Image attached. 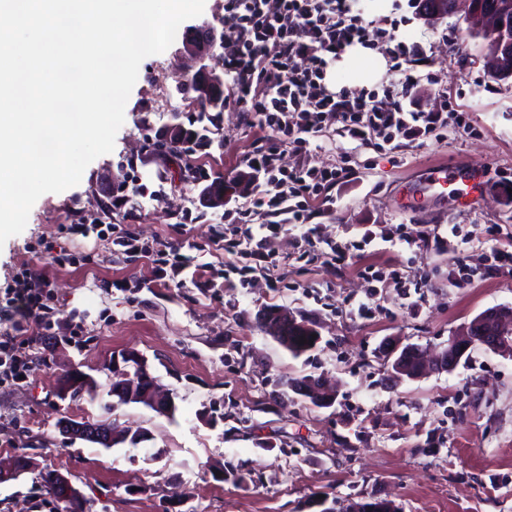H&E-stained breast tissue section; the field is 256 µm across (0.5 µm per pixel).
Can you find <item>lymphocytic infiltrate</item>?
<instances>
[{"instance_id":"lymphocytic-infiltrate-1","label":"lymphocytic infiltrate","mask_w":512,"mask_h":512,"mask_svg":"<svg viewBox=\"0 0 512 512\" xmlns=\"http://www.w3.org/2000/svg\"><path fill=\"white\" fill-rule=\"evenodd\" d=\"M353 0H228L224 45L218 57L224 69V100L261 116L271 133L245 157L256 177L247 215H258L294 200V223L306 221L311 200L317 199L350 172L299 168L281 169L283 149L308 151L325 117L339 118L350 136L372 134L385 141L397 136L413 140L448 124L444 112L407 109L421 78L413 62L422 60L418 44L396 42L391 50L399 96H354L331 91L326 83L330 63L355 44H366L367 27L352 11ZM43 274L23 270L14 287L0 292V305L24 319L45 321L51 308L44 300Z\"/></svg>"}]
</instances>
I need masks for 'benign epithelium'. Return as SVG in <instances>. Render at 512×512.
<instances>
[{
  "mask_svg": "<svg viewBox=\"0 0 512 512\" xmlns=\"http://www.w3.org/2000/svg\"><path fill=\"white\" fill-rule=\"evenodd\" d=\"M512 12V0H497L492 6L483 5L477 0H451L449 15L461 16L469 24L474 37L481 39L482 49L476 56L465 54L462 61L469 65L471 59L482 63L483 70L500 80L512 78V40L501 26L505 15ZM224 38L223 32L206 27L191 31V39L184 42V52L194 61V72L203 71L206 59L202 56L194 40L209 42L218 46ZM277 319L267 331L279 342L288 344L289 337L298 329L304 328L315 334L314 326L298 321L287 309L276 311ZM512 307L502 306L487 310L465 324L448 339V345L434 355L424 352L419 346L404 345L397 339H388L383 349L388 355L393 374L400 379H418L426 373V368L440 372H452L466 353L474 346L475 337L484 340L483 347L512 357ZM111 382L110 396L115 404H143L159 414L173 412V393L163 388L159 379L150 371L148 359L135 349H124L112 355L107 363L98 369ZM99 389L98 379L77 368L70 369V376L62 378L57 397L61 401L75 402L86 396H94ZM293 389L316 406H326L333 402L334 394L326 389L322 379L307 377L293 384ZM60 432L71 441H85L101 448L118 445L135 447L150 439V433L140 429L119 432L111 423L92 420L71 413L64 414L59 424ZM36 468L32 457L26 453H16L7 459L0 458V482L17 480ZM52 477L60 492L61 500L67 503L81 501L84 495L73 483L69 472L53 470Z\"/></svg>",
  "mask_w": 512,
  "mask_h": 512,
  "instance_id": "obj_1",
  "label": "benign epithelium"
}]
</instances>
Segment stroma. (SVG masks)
Returning a JSON list of instances; mask_svg holds the SVG:
<instances>
[{"mask_svg":"<svg viewBox=\"0 0 512 512\" xmlns=\"http://www.w3.org/2000/svg\"><path fill=\"white\" fill-rule=\"evenodd\" d=\"M375 26L395 20L397 36L420 43L418 109L449 105L447 126L427 138L352 139L328 122L308 153H285L284 168L349 167L331 206L312 203L311 244L288 210L276 218L273 245L283 261L269 274L248 273L255 248L238 244L225 208L212 207L207 180L231 185L227 208L245 209L238 179L262 131L259 116L227 104L192 150L193 174L152 147L168 127L195 122L200 106L179 91L189 69L181 40L145 58L125 106L111 153L92 161L80 183L41 196L23 232L0 246V289L21 269L45 274L52 327L29 323L17 341L27 378L0 385V456L26 451L39 470L70 471L92 512H335L388 499L400 512H512V357L471 350L450 373L397 379L380 346L391 336L423 346L447 345L455 329L487 309L512 305V275L488 273L492 253L512 251V193L486 188L478 204L407 203L424 170L463 162L512 177V84L481 65L459 67L451 50L463 23L419 15L415 0H361ZM148 195L133 196L132 183ZM112 224L146 254L123 252L113 236H82L80 225ZM497 225L488 234V225ZM456 226L443 248L399 244L435 227ZM396 246L375 250L380 234ZM66 247L64 265L49 262L48 244ZM343 261L323 262L329 248ZM193 256L183 285L160 275ZM426 272L417 302L395 278ZM372 312L360 316L358 303ZM283 306L314 321L317 346L295 357L261 329L262 309ZM135 349L176 395L167 417L140 404L111 406L106 391L66 405L56 396L72 367L95 373L114 352ZM336 383L331 406L317 407L287 389L303 376ZM144 428L139 447L104 449L66 439L64 413ZM240 467V487L221 471ZM36 472L0 483V512H63Z\"/></svg>","mask_w":512,"mask_h":512,"instance_id":"1","label":"stroma"}]
</instances>
